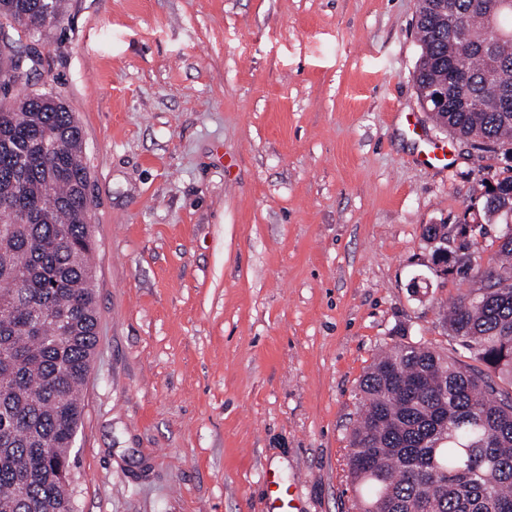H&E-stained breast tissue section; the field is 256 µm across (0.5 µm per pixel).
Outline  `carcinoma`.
<instances>
[{
  "mask_svg": "<svg viewBox=\"0 0 512 512\" xmlns=\"http://www.w3.org/2000/svg\"><path fill=\"white\" fill-rule=\"evenodd\" d=\"M64 0H0V512H73L62 468L82 424L79 396L97 346L89 172L66 105L27 85ZM413 79L432 121L478 150L512 154V0H419ZM448 87V106L433 96ZM512 219V174L471 219ZM428 224L433 255H452ZM478 293L448 311L480 366L396 343L359 383L348 469L355 512H512V234Z\"/></svg>",
  "mask_w": 512,
  "mask_h": 512,
  "instance_id": "carcinoma-1",
  "label": "carcinoma"
}]
</instances>
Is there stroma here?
I'll return each mask as SVG.
<instances>
[{"mask_svg":"<svg viewBox=\"0 0 512 512\" xmlns=\"http://www.w3.org/2000/svg\"><path fill=\"white\" fill-rule=\"evenodd\" d=\"M418 0H67L28 91L60 97L89 171L98 342L74 512H353L349 432L380 351L462 363L426 224L512 160L421 106ZM445 144V168L420 160Z\"/></svg>","mask_w":512,"mask_h":512,"instance_id":"1","label":"stroma"}]
</instances>
